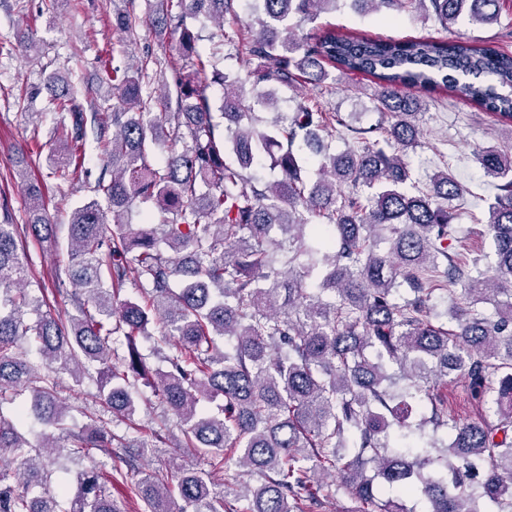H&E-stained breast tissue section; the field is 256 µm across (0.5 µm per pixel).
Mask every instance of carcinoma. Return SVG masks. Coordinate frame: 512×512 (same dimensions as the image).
Here are the masks:
<instances>
[{
	"mask_svg": "<svg viewBox=\"0 0 512 512\" xmlns=\"http://www.w3.org/2000/svg\"><path fill=\"white\" fill-rule=\"evenodd\" d=\"M128 2L112 15L125 36L139 24ZM147 2L158 32H179L174 94L143 97L157 64L149 56L112 68L110 113H87L70 84L47 82L51 104L68 119L51 151L55 172L67 182L86 174L90 122L112 168L93 186L108 208L91 202L72 212L68 260L53 274L58 293L72 288L74 314H41L27 289L19 239L47 228L39 187L28 186L22 226L0 205V460L17 475L11 482L0 468V512H119L112 475L94 462L63 506L64 490L51 488L44 469L63 448L89 459L123 448L130 467L192 449L208 457L206 475L182 465L141 470L134 491L144 512H171L176 497L181 512H234L211 478L228 460L237 476L258 479L242 483L248 512L311 508L331 478L362 512H407L409 496L421 498V512H512V154L475 152L496 189L487 212L496 260L481 270L448 253V203L463 194L460 184L439 171L430 190H405L419 103L401 93L445 88L511 121L512 53L462 38L298 35L291 18L312 20L337 0H258L259 29L247 38L253 67L242 76L220 67L189 24H223L236 0ZM356 2L386 14L403 4ZM410 3L445 26L466 5L476 22L499 17V0ZM326 63L376 78L387 122L354 127L300 103L256 126L252 102L273 110L277 89L300 78L325 83ZM215 85L218 120L207 95ZM338 126L362 148L330 151L320 132ZM262 157L277 179L247 173ZM138 202L152 203L164 221L128 223ZM381 234L386 252L371 246ZM129 283L137 296L123 299ZM437 293L446 296L442 311L431 303ZM488 301L492 312L477 310ZM143 338L153 339L148 355ZM63 371L96 385L93 423L68 426ZM452 374L494 419L448 422L438 384ZM141 385L161 409L159 427L120 435L110 423L134 421ZM24 394L30 404L5 417L3 405ZM31 420L44 426L34 444Z\"/></svg>",
	"mask_w": 512,
	"mask_h": 512,
	"instance_id": "obj_1",
	"label": "carcinoma"
}]
</instances>
